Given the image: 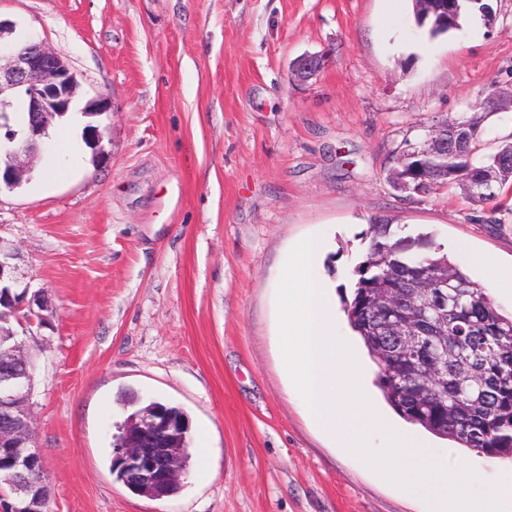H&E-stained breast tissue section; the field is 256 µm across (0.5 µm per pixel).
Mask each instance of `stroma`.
Listing matches in <instances>:
<instances>
[{"label": "stroma", "mask_w": 512, "mask_h": 512, "mask_svg": "<svg viewBox=\"0 0 512 512\" xmlns=\"http://www.w3.org/2000/svg\"><path fill=\"white\" fill-rule=\"evenodd\" d=\"M0 18L66 59L103 155L46 185L47 139L0 188V246L44 290L26 344L47 512H428L319 433L282 374L276 290L295 244L323 238L320 274L351 294L371 217L431 234L503 314L512 181L493 205L461 190L406 197L387 179L406 144L512 90V0H484L431 36L412 0H0ZM325 65L296 81L306 54ZM181 407L208 432L209 470L177 494L131 493L112 471L136 403ZM487 482L512 463L434 439Z\"/></svg>", "instance_id": "35a3bbf8"}]
</instances>
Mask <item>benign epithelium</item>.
I'll return each mask as SVG.
<instances>
[{"instance_id":"obj_1","label":"benign epithelium","mask_w":512,"mask_h":512,"mask_svg":"<svg viewBox=\"0 0 512 512\" xmlns=\"http://www.w3.org/2000/svg\"><path fill=\"white\" fill-rule=\"evenodd\" d=\"M462 0H417L424 18L433 14L442 22L456 17ZM323 66L317 54L298 59V79L316 76ZM76 73L61 56L41 42L21 35L17 24L0 19V183L16 185L22 178L18 159L33 158L49 137V119L68 112L76 101ZM484 112H512V93L495 92L477 103ZM470 137L448 131V120L432 126L421 145H408L388 176L397 190L429 194L438 178L448 176V156L469 152ZM12 254L0 248V298L12 303L16 321L26 333L48 321L49 306L40 292L20 286L10 263ZM25 343L12 330L0 327V466L8 470L7 485L14 501L0 512H44L47 486L44 465L33 449L29 395L32 373ZM175 422L158 411H147L138 427L125 433L118 448L124 478L152 490V497L170 496L169 476L181 456L170 446Z\"/></svg>"}]
</instances>
